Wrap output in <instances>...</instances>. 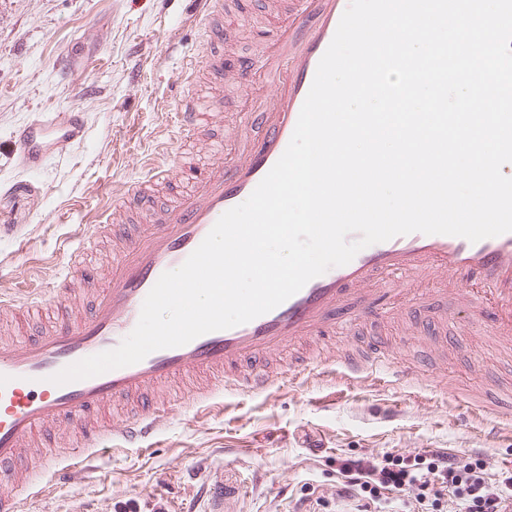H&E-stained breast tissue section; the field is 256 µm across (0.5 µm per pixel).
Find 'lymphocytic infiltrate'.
<instances>
[{"instance_id":"obj_1","label":"lymphocytic infiltrate","mask_w":512,"mask_h":512,"mask_svg":"<svg viewBox=\"0 0 512 512\" xmlns=\"http://www.w3.org/2000/svg\"><path fill=\"white\" fill-rule=\"evenodd\" d=\"M337 499H357L359 512H382L390 494H413L419 512H443L451 493L461 512H512V475L491 482L472 464L439 453L357 459L341 467Z\"/></svg>"}]
</instances>
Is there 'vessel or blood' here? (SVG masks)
<instances>
[{"mask_svg":"<svg viewBox=\"0 0 512 512\" xmlns=\"http://www.w3.org/2000/svg\"><path fill=\"white\" fill-rule=\"evenodd\" d=\"M348 3L288 0L287 25L267 41L260 61L243 60L237 70L244 86L264 83L274 90L238 113V132L227 148L212 146L208 135L224 121V58L213 51L202 57L190 78H208L210 94L202 99L180 93L176 118L187 146L215 155L203 178L161 207L151 206L150 197L173 175L162 159H151L138 182L113 185L111 209L85 225L67 271L48 294L20 310L45 316L47 326L29 342L0 338V512H23L24 496L38 477L32 457L45 463L51 458L36 439L45 426L64 425L80 448L102 447L113 436L130 447L141 445L158 432L174 401L171 383H185L191 399L204 404L219 391L254 395L321 373L329 358L325 336H355L404 301L432 305L420 286L436 274L444 297L490 313L491 335L512 350V232L475 243L411 233L362 249L246 324L85 380L61 386L50 381L67 365L116 348L136 326L159 277L180 267L222 214L243 203L270 171L291 139ZM187 12L212 42L223 41L224 0H188ZM84 133L82 113L39 112L16 131L15 141L25 166L35 170L49 151L81 143ZM104 236L112 240V258L98 284L87 278L84 260ZM20 311L0 301V317ZM335 360L350 382L371 378L380 368L399 383L422 372L380 339L343 347Z\"/></svg>","mask_w":512,"mask_h":512,"instance_id":"obj_1","label":"vessel or blood"}]
</instances>
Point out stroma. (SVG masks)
Returning <instances> with one entry per match:
<instances>
[{
	"label": "stroma",
	"instance_id": "1",
	"mask_svg": "<svg viewBox=\"0 0 512 512\" xmlns=\"http://www.w3.org/2000/svg\"><path fill=\"white\" fill-rule=\"evenodd\" d=\"M272 0H237L224 17V110L239 111V61L257 59L284 22ZM186 0H0V299L35 300L65 271L113 184L132 183L156 153L184 155L173 86L207 50ZM83 112L86 133L61 160L20 164L14 133L38 112ZM447 352L448 391L384 373L350 385L330 372L205 407L182 402L143 447L97 450L91 470L42 482L25 512H329L343 461L448 453L512 472V413L461 417L458 390L494 401L512 354L473 350L488 321L465 309Z\"/></svg>",
	"mask_w": 512,
	"mask_h": 512
}]
</instances>
